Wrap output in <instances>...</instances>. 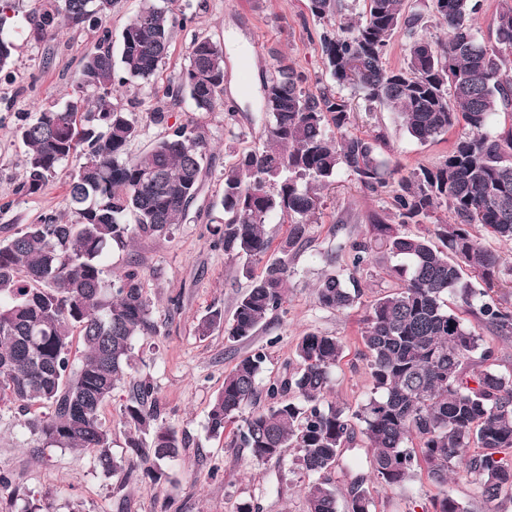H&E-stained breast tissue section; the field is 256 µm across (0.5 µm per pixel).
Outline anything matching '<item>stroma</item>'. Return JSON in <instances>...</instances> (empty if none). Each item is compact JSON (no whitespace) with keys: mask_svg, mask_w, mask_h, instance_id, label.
<instances>
[{"mask_svg":"<svg viewBox=\"0 0 512 512\" xmlns=\"http://www.w3.org/2000/svg\"><path fill=\"white\" fill-rule=\"evenodd\" d=\"M180 10L192 16L187 26L174 27L162 78L178 74L188 63L194 39L221 43L225 55V86L238 94H225L223 106L211 112L193 111L190 102L173 105L160 85H130L114 94L113 101L134 112L138 136L128 151L136 155L165 136L168 124L195 121L208 141V169L200 192L186 219L163 236H139L130 251L114 252L111 263L123 267L136 260L144 275V288L158 325L157 336L135 340L137 363L129 381L119 383L101 419L112 430V454L123 457L127 429L121 420L130 380L149 379L163 408V422L185 441L170 467V480L157 486L136 476L103 475L92 452L43 447L20 425L14 411L0 408V474L8 476L19 495L39 499L50 512H236L239 503L253 504L256 512H306L304 488L310 478L294 469V450L282 458L252 460L247 449L231 447L228 438L211 437L206 430L210 402L224 376L250 351L262 348L267 361L260 383L284 378L296 362V345L307 333L338 337L344 357L333 374L330 400L353 411L368 397L372 382L361 355L364 309L343 311L322 308L314 289L329 267L327 253L363 235L371 213L389 207V192L364 189L353 176L339 173L324 189L325 209L311 225L307 243L290 255L291 276L281 311L250 340L232 344L223 328L201 336L199 318L211 309L232 315L238 297L248 287L242 263L214 246L206 226L219 216L223 193L222 173L238 154L257 143L263 128L261 87L270 77L275 53L286 54L309 77V89L330 84L321 61L319 36L326 21L313 17L307 0H179ZM140 0H117L104 29H60L55 39L35 43L25 35L16 38L12 81L0 82V240L10 238L24 225L45 214L70 216L66 185L76 169L70 160L34 195L19 193L24 179L18 113L64 101L79 79L81 59L93 48L102 30L120 37L136 14ZM352 130L367 133L384 129V154L403 171L439 165L460 134L452 129L444 139L422 144L401 127L394 112L370 106L351 93ZM165 107L168 124H158L152 114ZM235 115H228V108ZM373 512H433L436 490L425 470L405 487L369 483Z\"/></svg>","mask_w":512,"mask_h":512,"instance_id":"obj_1","label":"stroma"}]
</instances>
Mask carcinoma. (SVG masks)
<instances>
[{
    "label": "carcinoma",
    "instance_id": "1",
    "mask_svg": "<svg viewBox=\"0 0 512 512\" xmlns=\"http://www.w3.org/2000/svg\"><path fill=\"white\" fill-rule=\"evenodd\" d=\"M174 0H143L122 31L119 57L103 31L81 61L80 78L61 106L21 115L27 147L19 192L35 194L71 158L80 160L67 193L76 219L47 214L0 242V404L28 413L30 431L44 444L91 451L106 475L121 470L162 485L182 440L160 423L155 388L146 379L130 386L120 415L128 427L127 455L112 456V432L101 413L113 389L133 369V341L155 336L157 323L143 276L133 263L112 271L107 259L139 234L164 235L182 223L197 196L208 147L194 121L171 131L139 155L128 153L138 135L134 113L111 102L133 82L152 85L169 54L178 16ZM435 20L448 38L427 36L412 0H365L356 22L345 20L343 0H308L319 20L338 27L320 35L323 65L336 87L306 89L307 77L281 56L263 85L267 120L258 144L224 166L223 217L209 232L224 254L245 260L250 280L232 318L211 310L197 323L207 336L224 325V337L253 336L282 308L290 270L288 254L307 242L310 225L325 205L322 190L346 170L364 188L392 184L393 214L373 213L366 235L344 247L348 274L329 273L316 288L317 303L342 311L362 303L358 274L373 255L395 260L390 290L365 305L362 355L372 380L368 399L353 413L326 400L333 371L344 352L335 336L308 333L296 346L300 368L259 386L267 354L257 349L224 375L213 397L207 430L220 437L233 427L232 442L260 463L296 450L294 464L314 477L306 487L307 512H338L335 490L317 478L339 462L357 436L370 449L369 471L379 483L401 487L426 468L437 488L434 512H469L448 496V478L473 477L485 512H495L512 490V371L492 368L498 349L448 309L455 297L480 328L512 337V308L493 296L509 258L473 234L481 228L512 242V123L491 131V117L512 108V0H500L494 43L475 22L482 0H433ZM116 0H34L19 15V0H0V74L10 75L13 29L28 38H53L60 23L81 29L102 25ZM408 42L403 66L384 57L393 35ZM397 114L402 127L426 144L463 126L443 162L401 174L382 157L383 130H350L352 107L340 89ZM224 94V47L208 38L191 44L188 65L167 80L164 97L189 99L195 112H211ZM445 207L448 220L409 234ZM288 225L280 256L269 259L264 224L273 214ZM397 222H392V219ZM264 263L256 275L253 266ZM482 283L477 288L473 281ZM78 335L81 349H72ZM264 395L268 406L244 414ZM358 477L348 491V512H371L372 498ZM16 512H36L29 500L17 506L10 478L0 475V499Z\"/></svg>",
    "mask_w": 512,
    "mask_h": 512
}]
</instances>
